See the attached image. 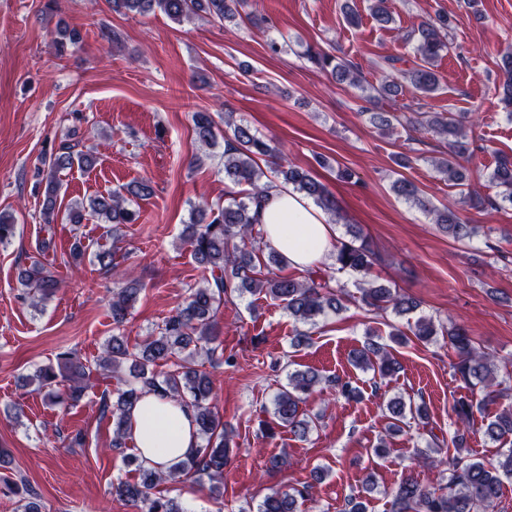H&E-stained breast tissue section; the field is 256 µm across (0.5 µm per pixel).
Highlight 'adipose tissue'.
<instances>
[{"mask_svg": "<svg viewBox=\"0 0 512 512\" xmlns=\"http://www.w3.org/2000/svg\"><path fill=\"white\" fill-rule=\"evenodd\" d=\"M265 242L282 254L289 267L310 268L326 261L336 228L311 199L284 184H274L257 208ZM128 435L149 467L164 470L199 444L191 408L150 394L132 410Z\"/></svg>", "mask_w": 512, "mask_h": 512, "instance_id": "obj_1", "label": "adipose tissue"}]
</instances>
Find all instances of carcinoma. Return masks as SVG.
I'll use <instances>...</instances> for the list:
<instances>
[{"mask_svg": "<svg viewBox=\"0 0 512 512\" xmlns=\"http://www.w3.org/2000/svg\"><path fill=\"white\" fill-rule=\"evenodd\" d=\"M116 13L146 16L156 11L165 14L172 21H190L204 13L220 21L236 19L240 0H108ZM448 17L439 15L421 23L417 29L416 55L421 64L400 72L412 88L421 96L438 90L439 80L432 69L433 62L441 53L450 49ZM81 41L80 33L64 27L54 37L58 53L64 45H76ZM307 56L318 68L330 73L339 84L356 86L360 83L358 69L348 60H336V56L324 51H310ZM501 71L504 81L499 85L502 101L512 107V52L502 56ZM401 90L398 79L388 75L373 88L369 101L377 103L395 97ZM412 116L406 118L448 142L450 157L436 163L438 171L453 186L468 185V170L453 161L469 152V142L462 132L461 117L453 113L424 112L422 105L407 106ZM370 123L388 131L394 130V123L400 117L393 112L380 110L372 112ZM193 131L197 142L203 147L217 143L215 121L209 112L197 111L191 114ZM224 179L242 187L237 196L224 202L203 201L194 206L188 224L184 225L183 237L191 247L195 263L204 273V281L197 288L190 289L185 303L167 317L158 331L147 337L143 344L129 346L123 333L130 310L141 292L138 279L127 277L112 289L110 309L113 334L103 345L100 355L89 361L76 351L66 349L56 356V365H45L29 382L36 390L47 391L48 400L64 407H74L84 398L93 375L112 378L121 368H126L133 382L124 389H118L112 396L103 398L102 409L112 413L111 449L120 450L127 445V422L130 411L147 394H157L182 402L192 408L200 437V445L186 458L175 462L165 471L146 468L134 455L128 461L140 473L137 481H118L112 484V495L124 500L134 512H182L173 498L157 497L152 489L163 481H177L192 473L199 483L209 482L213 499L223 498L221 478L233 443L232 431L215 412L212 403L215 391L210 373L203 369L198 359L208 361L216 358L217 317L221 307L234 293L248 292L264 295L280 302L288 315L297 323L316 325L318 318L330 313L337 314L343 308L346 294L343 289L332 285V278L319 271H309L301 278L281 276L276 269L286 264V259L276 250L256 239V218L253 205L272 187L264 180L265 172L260 166L264 161L272 164V170L281 182L312 199L315 205L327 212H336V199L326 185L309 172L284 164L281 152L263 137L244 124L227 118L224 121ZM80 141L68 139L42 160V171L37 185H45L41 205V221L55 223L57 197L62 188L59 174L74 165L90 167V156L78 149ZM492 184L499 188L498 198L466 194L462 203L475 209L495 208L498 201L512 204V157L500 156L491 173ZM393 191L435 215V224L449 238L457 241L471 238L477 227L467 223L459 211L444 207L437 209L428 205L419 188L406 178L397 179ZM155 193L151 181L141 179L106 194L75 202L70 207V221L82 223L85 215L108 225L107 233L118 237L120 226L134 224L139 211L132 208V199L146 200ZM351 241L334 245L336 265L340 270H351L366 274L375 261L368 240L361 230L349 227ZM19 284L24 288L33 307H38L52 296L59 283L50 269L38 260L18 272ZM362 301L377 310L392 309L397 315L407 314L418 307L415 298L401 294L393 288L378 282L366 283L362 287ZM421 341H429L440 334L454 352L456 362L453 369L469 385L480 387L483 396L475 400L469 396L454 400L451 411L455 423L465 429L474 424V412L482 414L481 430L489 440L500 443L497 464L488 467L483 462L461 454L466 437L456 433L452 443L455 455L439 459L429 453L421 455L426 466L444 467L448 471L445 485L438 488L422 486L411 476L404 478L393 491L390 512H494L501 496L504 480H512V405L506 409L494 410L502 398L495 389V363L493 357L477 348L466 327L451 324L444 332H438L430 319H422L412 330ZM352 361L363 370L384 378L397 373L400 363L375 339V333H367L362 347L352 353ZM288 383L275 395L272 420H260L265 431L274 433L279 426H287L299 437L307 436L316 428L318 417L301 410L313 388L322 382L320 375L310 369L295 370L287 374ZM336 395L355 400L361 392L348 381L339 378L330 381ZM388 420L386 436L381 438L374 453L378 457L387 454V438L403 430L407 419L425 422L428 419L424 399L415 400L396 396L382 407ZM11 492H23L24 504L21 512H42L40 497L31 492L25 480L5 481ZM311 500V486L303 484L287 492L273 490L264 496L257 512H302L300 506Z\"/></svg>", "mask_w": 512, "mask_h": 512, "instance_id": "carcinoma-1", "label": "carcinoma"}]
</instances>
